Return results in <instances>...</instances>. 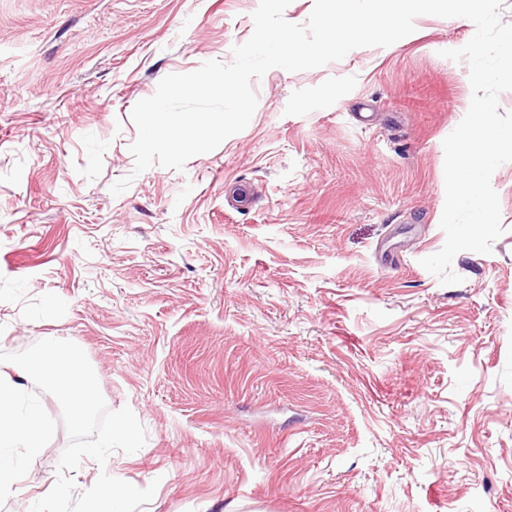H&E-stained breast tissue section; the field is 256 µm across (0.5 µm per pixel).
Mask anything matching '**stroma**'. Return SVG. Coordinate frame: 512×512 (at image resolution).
Here are the masks:
<instances>
[{
    "label": "stroma",
    "instance_id": "stroma-1",
    "mask_svg": "<svg viewBox=\"0 0 512 512\" xmlns=\"http://www.w3.org/2000/svg\"><path fill=\"white\" fill-rule=\"evenodd\" d=\"M259 0H0V351L86 353L146 432L100 472L142 512H512V162L504 233L445 234L444 139L472 22L253 80L248 126L183 170L135 173L134 105L230 63ZM131 177L113 195L111 185ZM57 427L0 512H29Z\"/></svg>",
    "mask_w": 512,
    "mask_h": 512
}]
</instances>
